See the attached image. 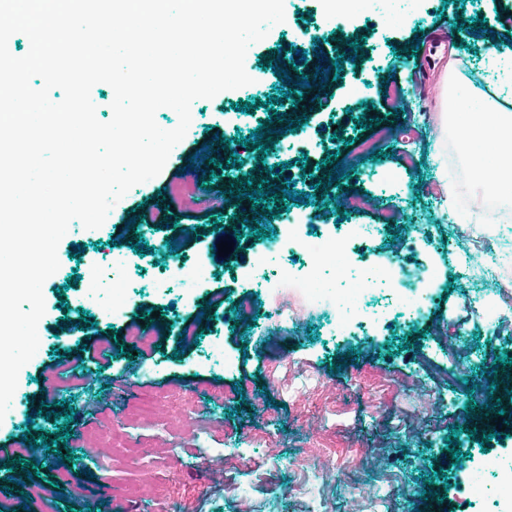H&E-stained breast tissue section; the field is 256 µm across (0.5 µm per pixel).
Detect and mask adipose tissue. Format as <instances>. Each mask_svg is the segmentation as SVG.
<instances>
[{
	"label": "adipose tissue",
	"mask_w": 512,
	"mask_h": 512,
	"mask_svg": "<svg viewBox=\"0 0 512 512\" xmlns=\"http://www.w3.org/2000/svg\"><path fill=\"white\" fill-rule=\"evenodd\" d=\"M455 138L464 146L475 182L494 197L512 199V102L490 104L464 95L454 101Z\"/></svg>",
	"instance_id": "obj_1"
}]
</instances>
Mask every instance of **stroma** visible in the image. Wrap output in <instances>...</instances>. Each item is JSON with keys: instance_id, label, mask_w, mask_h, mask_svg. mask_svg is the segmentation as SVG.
<instances>
[{"instance_id": "35a3bbf8", "label": "stroma", "mask_w": 512, "mask_h": 512, "mask_svg": "<svg viewBox=\"0 0 512 512\" xmlns=\"http://www.w3.org/2000/svg\"><path fill=\"white\" fill-rule=\"evenodd\" d=\"M392 0L388 10H353L344 25L330 19L328 0H284L285 20L249 50L248 91L256 93L252 114L235 107L244 91L235 89L213 99L196 100L192 122L172 151L163 172L134 186L110 211L105 223L87 229L72 222L58 247L60 267L43 286L46 311L41 319L43 351L24 366L12 408L0 421V448L17 452L21 440L57 436L59 422L29 416L40 391L39 379L60 378L64 389L57 399L72 406L75 416L67 448L73 454L69 469L59 468L56 453L43 455L40 475L24 485H12L11 512H370L374 493L383 490L382 473L401 471L413 488L412 497H399L395 512H468L460 492L462 479L483 455L512 459V432L481 447L469 433L457 434L462 456L459 465L443 464L447 438L462 423L470 394L451 389L443 367L452 365L444 342L450 328L462 331L470 351L461 364L464 374L478 380L491 369L488 354L512 356V331L476 328L465 300L480 289L477 280L460 278L456 250L458 236L477 250L508 229L506 222L485 228L477 224H446L445 215H472L476 184L460 179L453 154L452 116L443 115L441 95L512 96V59L493 60L487 54L499 9L512 10V0ZM481 19L479 33L464 35L448 68L409 62V51L428 49L433 36L453 34L456 26ZM360 41V65L345 66L339 80L324 91L330 105L299 91L296 101L281 100V72L296 75L329 68L334 45ZM305 61H297L296 50ZM401 87L409 107H397L390 95ZM285 114L294 132L278 138L270 148L283 170L275 182L293 181L296 191H309L333 168L323 165L327 153L338 154L351 166L350 179L332 195L360 193L368 209L347 216L349 223L378 225L391 213V230H380L370 250L402 263L418 260L441 266L442 276L432 289L425 313L411 323L379 321L371 329L336 334L327 331V312L310 304L298 286L283 284L270 290L237 277L239 267L263 259L266 276L284 266L301 269L291 251H273L268 239L250 234L236 203L223 199L228 185L248 178L255 147L211 151L210 162L193 166L189 158L198 145L249 136L257 122L272 113ZM375 116L387 137L360 126V118ZM370 140L377 160L362 159L358 142ZM415 165H407V153ZM306 165H299L300 155ZM169 224L155 228L137 225L150 250L124 262L109 235L125 231L126 210L166 204ZM317 194L311 204L283 200L280 213L303 218L309 235L335 224L341 213ZM183 224L197 225L203 239L170 250L166 241L179 238ZM430 224L431 239L409 249V229ZM235 227L243 234L242 253L213 261L214 226ZM85 248L80 259L68 247ZM205 264L209 273L188 285L178 267ZM100 282L124 278L127 302L115 316L101 315L80 303L88 291V275ZM76 285H68V278ZM223 292V303L208 299ZM65 298L67 308L58 307ZM254 301L257 322H238L236 300ZM151 307L165 308L157 318L152 352L113 356L103 364L77 359L76 349L91 343L103 349L126 342L125 325ZM83 313L91 320L90 335L54 336L55 321ZM232 366H225V357ZM354 362L343 365L342 360ZM166 403L157 415L141 419L137 413L148 400ZM195 403L189 427L171 425L183 400ZM126 427L139 453L129 457L114 451L99 457L94 433L105 424ZM169 443L180 451V462L163 458L158 449ZM81 483L79 496H58L56 485L67 476ZM432 482L434 497L423 494ZM445 500H438V492Z\"/></svg>"}]
</instances>
